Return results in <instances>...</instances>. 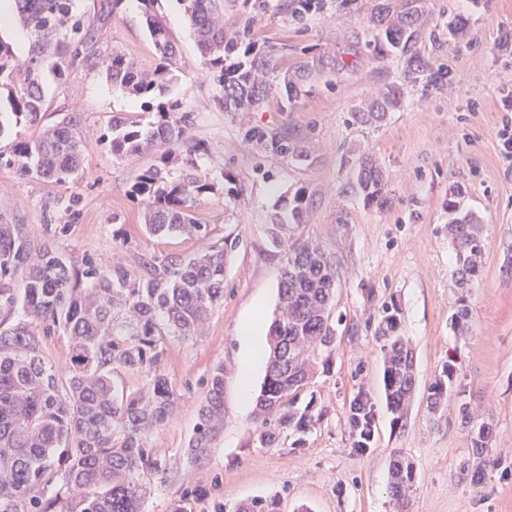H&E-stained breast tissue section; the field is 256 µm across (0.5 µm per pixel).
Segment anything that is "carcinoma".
<instances>
[{
	"label": "carcinoma",
	"instance_id": "carcinoma-1",
	"mask_svg": "<svg viewBox=\"0 0 512 512\" xmlns=\"http://www.w3.org/2000/svg\"><path fill=\"white\" fill-rule=\"evenodd\" d=\"M75 0H14L15 11L32 42L28 59H17L0 39V90L14 126L39 124L46 110L42 61L54 58L52 71L63 76L77 59L95 55L100 30L74 9ZM203 68L224 91V110L240 112L259 103L273 87L288 97L300 87L277 82L272 55H251L240 34L224 29L216 0H182ZM426 0H384L368 18L375 31L373 51L385 58H406L408 72L420 73L428 62L417 51ZM146 27L157 64L146 72L114 50L105 61L106 79L130 93L148 97L162 91L178 69V47L166 24L146 13ZM403 101V89L390 84L354 113L361 125L383 121ZM192 113L179 100L160 102L156 120L144 125L123 113L112 115V156L127 158L153 151L160 164L140 174L134 193L146 202L144 225L153 236L186 235L209 239L208 225L193 214L197 198L211 189L184 170L173 178L168 164L181 153L201 147L187 138ZM79 115L32 134L14 132L0 145V167L37 180L66 185L85 169ZM246 139L280 156H297L294 140L284 133L249 129ZM347 188L366 205L388 203L387 178L369 157L354 164ZM448 198V236L462 282L479 274L485 250L483 226L475 212ZM312 199L303 187L288 199L289 223L271 224L268 237L283 258L281 306L270 330L267 374L257 397L253 441L265 448L280 444L288 431L306 432L314 420L309 408H295L319 355L334 340L331 324L336 267L319 244L303 237ZM228 236L186 255L142 261L146 275L137 277L120 265L102 266L92 256L64 258L47 247L35 248L22 224H0V512H141V471L155 465L150 437L177 410L179 395L159 365L172 337L196 336L224 302V256L236 247ZM42 326L43 335L65 333L70 358L63 372L46 365L39 337L27 325H11L17 312ZM397 318L383 309L379 333L386 341L384 388L391 409L400 412L414 386V356L396 335ZM145 373V389H128L118 378ZM454 367L427 389V405L437 409L448 397ZM207 394L189 439L194 458L217 445L224 427V367L206 379ZM350 423L364 447L371 438L369 399L357 396ZM473 489H479L487 443H472ZM389 494L397 503L414 485L412 463L390 461ZM276 498H254L236 512H278Z\"/></svg>",
	"mask_w": 512,
	"mask_h": 512
}]
</instances>
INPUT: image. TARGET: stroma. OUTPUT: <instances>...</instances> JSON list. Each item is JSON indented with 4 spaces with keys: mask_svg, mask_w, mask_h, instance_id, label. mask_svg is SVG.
Returning a JSON list of instances; mask_svg holds the SVG:
<instances>
[{
    "mask_svg": "<svg viewBox=\"0 0 512 512\" xmlns=\"http://www.w3.org/2000/svg\"><path fill=\"white\" fill-rule=\"evenodd\" d=\"M221 0L224 26L248 28L256 50H274L281 76H305L297 97L271 91L248 112H228L223 91L203 69L180 0H155L180 51L181 72L165 99L181 100L193 115L188 130L202 150L195 172L213 188L193 211L211 240L237 237L224 260V303L199 335L172 338L160 366L182 400L178 412L151 436L154 468L145 470L141 512H235L257 496H275L280 512H512V174L506 173L497 131L499 90L512 82V56L498 48L512 35V0H427L419 45L428 71L408 74L403 59L374 55L364 22L379 0ZM100 0H79L90 22H101L96 59L76 62L63 76L44 72V123L80 113L86 169L59 186L0 167V223L24 225L30 241L71 257L89 254L142 276V258L200 250L193 237H158L143 230L145 204L132 192L156 155L113 158L107 144L113 114L142 122L156 118L141 99L107 82L104 62L120 50L142 68L155 66L143 0H120L99 21ZM401 84L404 101L378 126H359L352 114L385 85ZM292 135L304 152L271 155L245 138L246 129ZM373 158L389 178L386 208L344 193L359 157ZM314 207L303 234L336 264L339 282L331 322L335 339L326 362L303 387L298 406L319 417L284 444L259 447L253 398L243 401L237 375L243 325L269 328L279 302L281 267L267 227L288 217L284 204L298 188ZM479 215L486 249L477 281L461 287L448 237V197ZM240 199L230 202V192ZM470 318L458 328L455 315ZM397 317L398 336L411 348L415 394L403 413L391 411L383 386V307ZM455 377L447 403L430 410L427 388L446 365ZM224 368V432L200 461L187 452L205 380ZM372 405L367 449L355 446L349 410L358 394ZM487 418L490 464L473 490L463 464L473 455L462 411ZM415 469L404 509L388 494L389 462Z\"/></svg>",
    "mask_w": 512,
    "mask_h": 512,
    "instance_id": "obj_1",
    "label": "stroma"
}]
</instances>
